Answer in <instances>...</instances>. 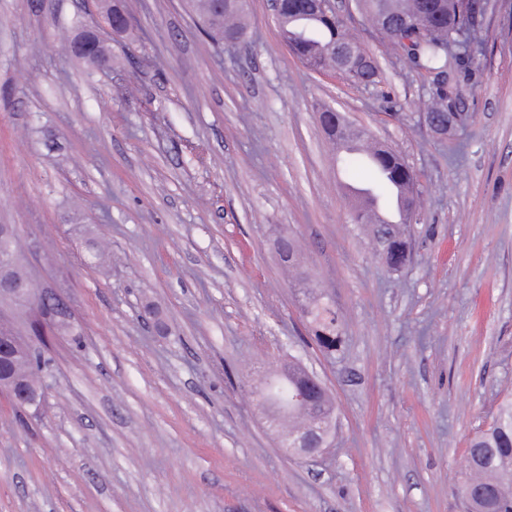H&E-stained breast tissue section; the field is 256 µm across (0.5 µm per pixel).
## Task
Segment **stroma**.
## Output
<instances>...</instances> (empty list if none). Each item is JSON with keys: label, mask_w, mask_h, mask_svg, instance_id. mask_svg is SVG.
I'll use <instances>...</instances> for the list:
<instances>
[{"label": "stroma", "mask_w": 512, "mask_h": 512, "mask_svg": "<svg viewBox=\"0 0 512 512\" xmlns=\"http://www.w3.org/2000/svg\"><path fill=\"white\" fill-rule=\"evenodd\" d=\"M124 7L94 69L60 43L96 0H0V224L69 323L41 405L0 396V512H465L468 443L512 396V0H488L444 137L420 122L429 81L367 21L365 87L307 69L268 0L230 46L185 0ZM324 108L418 177L400 271L351 220ZM307 288L340 351L314 341ZM288 356L336 405L313 459L255 410Z\"/></svg>", "instance_id": "35a3bbf8"}]
</instances>
